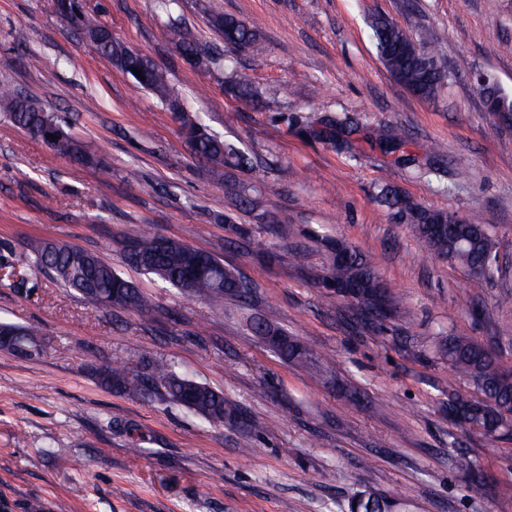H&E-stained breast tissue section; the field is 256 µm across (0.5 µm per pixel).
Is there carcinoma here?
I'll list each match as a JSON object with an SVG mask.
<instances>
[{"instance_id":"carcinoma-1","label":"carcinoma","mask_w":512,"mask_h":512,"mask_svg":"<svg viewBox=\"0 0 512 512\" xmlns=\"http://www.w3.org/2000/svg\"><path fill=\"white\" fill-rule=\"evenodd\" d=\"M74 2L86 33L97 38L95 53L126 73L137 87L153 92L168 109H173V94L166 70L148 57L135 55L132 50L112 40L109 29L96 15L85 10L81 0ZM212 26L224 37L225 43L239 49L251 47L259 36L255 26L230 15H215ZM170 30L183 51L197 53L199 43L184 33L177 21L171 22ZM373 35L379 57L393 78L412 94L425 100L433 98L446 78L433 52L421 42L413 44L402 28L386 19L375 22ZM134 67L141 70L142 76L132 72ZM233 89L242 97L252 96L251 76L244 71L236 72ZM0 110L7 113L15 126L37 140L42 138L47 125L62 122L61 118L45 112L37 100L5 87H0ZM190 124L193 126L190 149L209 165L213 176L222 180L229 170L252 169L250 158L235 144L211 133L195 120ZM442 218L443 212L426 209L411 221V231L426 242L430 226ZM492 246L494 243L488 228L474 217L466 224L444 227L442 249L452 253L455 262L473 273L484 276L492 273V268L482 265L484 252ZM124 257L136 269L155 275L188 297L204 299L215 307L221 308L224 300L241 298L248 293L246 282L235 270L224 266L221 259L177 240L133 234L124 242ZM34 264L51 273L64 287L77 291L95 304L130 309L143 317L153 311L150 300L132 282L94 253L54 239H43L34 248ZM377 278L372 262L355 251L344 261L332 263L324 276L326 280L355 284L366 290L375 287ZM0 327L18 332L16 336L1 339V349L27 359L43 356L45 346L37 329L8 323H1ZM250 327L257 336L280 337V342L272 344L271 348L281 358L310 370L318 381L333 373L326 359L288 336L276 320L255 319ZM439 353L455 373L469 379L481 394L479 398L450 395L448 408L453 412L466 413L478 427V432L486 437L493 432L509 435L507 414L512 411V379L505 376V368L496 354L487 346L461 336L443 338ZM104 381L134 397L158 395L194 411L215 426L224 425L225 417L232 412L223 392L177 372L174 365L164 358L149 362L148 372L133 379L128 378L124 370L114 367L108 371ZM354 501L357 506L349 507V512H354L357 507L363 512L371 507L377 512H405L406 506L401 495L375 490L359 493Z\"/></svg>"}]
</instances>
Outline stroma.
I'll return each instance as SVG.
<instances>
[{"label":"stroma","instance_id":"35a3bbf8","mask_svg":"<svg viewBox=\"0 0 512 512\" xmlns=\"http://www.w3.org/2000/svg\"><path fill=\"white\" fill-rule=\"evenodd\" d=\"M83 3L113 40L168 70L187 112L256 169L236 172L250 186L238 205L172 112L96 55L53 0H0V86L64 118L95 157L72 164L0 111V321L37 327L47 342L36 360L0 350V512H349L369 487L401 493L409 512H512V438L450 418L449 391L476 390L435 349L439 337H467L512 370V302L500 303L512 299V129L473 82L485 73L512 98V0H177L169 16L157 0ZM216 12L255 25L257 42L225 44L209 25ZM172 16L223 66L183 58ZM377 18L436 39L448 73L436 99L390 75ZM235 70L251 75L253 99L230 92ZM385 127L400 130L399 145L379 143ZM385 187L401 207L385 203ZM415 208L487 224L492 277L418 240ZM138 231L216 255L249 283L248 298L215 309L129 266L121 242ZM50 237L121 272L154 304L151 318L95 305L34 268L33 246ZM335 242L374 263L397 312L366 325L327 296L317 277ZM251 317L274 318L332 359V382L282 360ZM155 355L223 391L234 421L210 426L99 373L137 374ZM461 451L482 480L455 469Z\"/></svg>","mask_w":512,"mask_h":512}]
</instances>
